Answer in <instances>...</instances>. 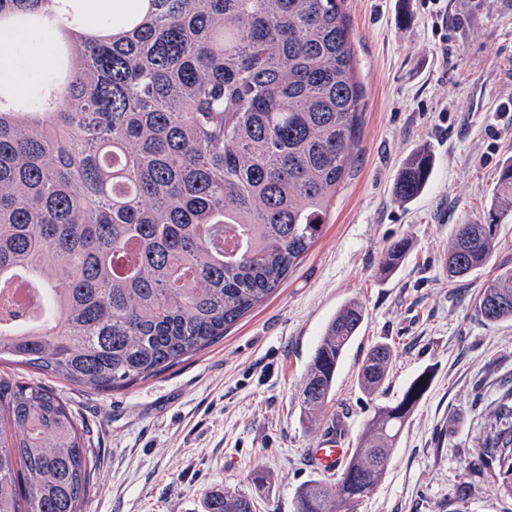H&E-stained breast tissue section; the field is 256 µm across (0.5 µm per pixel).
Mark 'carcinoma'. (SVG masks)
Segmentation results:
<instances>
[{"instance_id": "obj_1", "label": "carcinoma", "mask_w": 512, "mask_h": 512, "mask_svg": "<svg viewBox=\"0 0 512 512\" xmlns=\"http://www.w3.org/2000/svg\"><path fill=\"white\" fill-rule=\"evenodd\" d=\"M45 0H0V22L41 28ZM344 0H150L112 29L70 37L35 92L0 96V360L75 386L119 390L212 346L282 285L322 235L359 145L364 90ZM433 157L410 154L394 184L409 204ZM512 213V159L491 199ZM492 224H458L445 271L464 279L496 250ZM410 249L391 242L381 269ZM481 319L512 320V268L481 289ZM366 317L356 299L328 320L302 378L310 426ZM393 353L358 371L369 397ZM430 384L377 404L333 483L311 481L295 512H358ZM476 438L512 497V389ZM0 512H83L92 452L67 403L0 375ZM208 512H255L211 490Z\"/></svg>"}]
</instances>
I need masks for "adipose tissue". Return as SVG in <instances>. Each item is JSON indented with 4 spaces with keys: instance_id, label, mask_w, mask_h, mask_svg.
<instances>
[{
    "instance_id": "ef3b65f1",
    "label": "adipose tissue",
    "mask_w": 512,
    "mask_h": 512,
    "mask_svg": "<svg viewBox=\"0 0 512 512\" xmlns=\"http://www.w3.org/2000/svg\"><path fill=\"white\" fill-rule=\"evenodd\" d=\"M139 0H49L46 12L70 20L78 27L111 22L119 13L132 10ZM56 30H0V87L20 90L50 62Z\"/></svg>"
}]
</instances>
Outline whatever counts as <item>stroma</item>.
Returning a JSON list of instances; mask_svg holds the SVG:
<instances>
[{
    "label": "stroma",
    "mask_w": 512,
    "mask_h": 512,
    "mask_svg": "<svg viewBox=\"0 0 512 512\" xmlns=\"http://www.w3.org/2000/svg\"><path fill=\"white\" fill-rule=\"evenodd\" d=\"M345 0L365 90L358 151L321 238L277 292L223 339L155 377L94 392L10 361L0 374L52 389L88 427L96 488L84 512H204L203 493L256 495L257 512H293L296 490L322 472L307 453L340 430L355 444L373 403L390 404L422 371L432 382L404 426L386 474L358 512H512L496 473L472 471L475 437L512 386V321L488 323L475 301L512 267V215L490 266L449 281L443 252L456 225L489 221L501 163L512 157V0ZM435 158L429 188L408 205L392 186L419 147ZM410 256L381 277L382 251ZM367 320L345 353L317 428L301 421L300 381L321 331L344 301ZM394 349L377 401L357 383L367 349ZM269 482L256 491L253 469Z\"/></svg>",
    "instance_id": "35a3bbf8"
}]
</instances>
